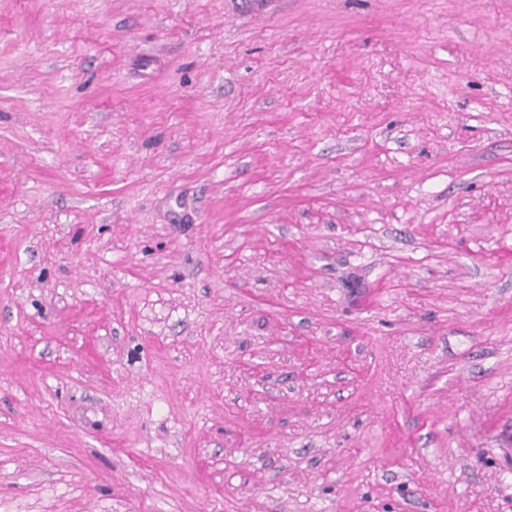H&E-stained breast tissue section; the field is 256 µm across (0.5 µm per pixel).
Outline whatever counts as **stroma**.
I'll return each mask as SVG.
<instances>
[{
    "mask_svg": "<svg viewBox=\"0 0 512 512\" xmlns=\"http://www.w3.org/2000/svg\"><path fill=\"white\" fill-rule=\"evenodd\" d=\"M0 512H512V0H0Z\"/></svg>",
    "mask_w": 512,
    "mask_h": 512,
    "instance_id": "1",
    "label": "stroma"
}]
</instances>
